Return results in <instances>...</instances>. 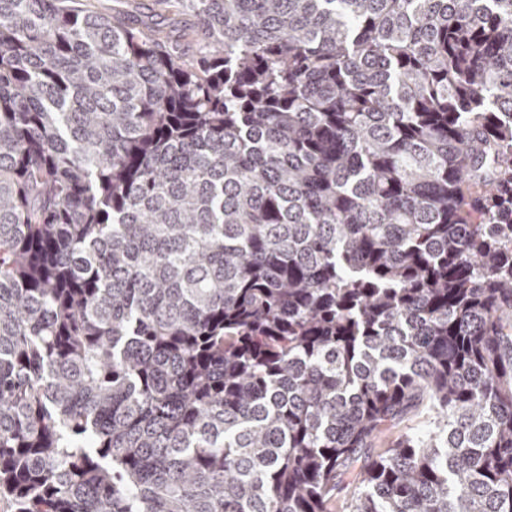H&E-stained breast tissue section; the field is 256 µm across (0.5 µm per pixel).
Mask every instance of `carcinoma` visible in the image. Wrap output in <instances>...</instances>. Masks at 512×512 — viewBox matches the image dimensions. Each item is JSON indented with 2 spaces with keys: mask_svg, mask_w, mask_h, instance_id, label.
<instances>
[{
  "mask_svg": "<svg viewBox=\"0 0 512 512\" xmlns=\"http://www.w3.org/2000/svg\"><path fill=\"white\" fill-rule=\"evenodd\" d=\"M156 2L0 0V501L512 512V0ZM195 19L190 14L182 16V24L178 28H168L171 40L176 43L187 57H195L205 47L204 42L197 37L183 35L195 29ZM182 30V31H181Z\"/></svg>",
  "mask_w": 512,
  "mask_h": 512,
  "instance_id": "carcinoma-1",
  "label": "carcinoma"
}]
</instances>
